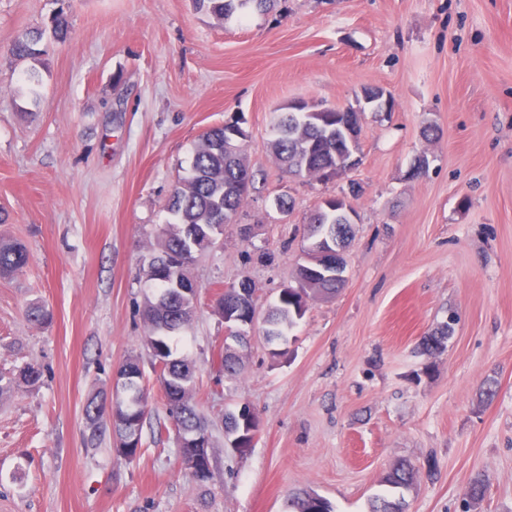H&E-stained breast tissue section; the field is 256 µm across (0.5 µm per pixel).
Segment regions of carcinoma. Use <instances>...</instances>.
Instances as JSON below:
<instances>
[{"label": "carcinoma", "mask_w": 512, "mask_h": 512, "mask_svg": "<svg viewBox=\"0 0 512 512\" xmlns=\"http://www.w3.org/2000/svg\"><path fill=\"white\" fill-rule=\"evenodd\" d=\"M199 9H206L219 21H224L236 11L255 8L259 11L271 9L275 0H193ZM41 35L32 31L17 36L13 54L19 59H36L41 54L37 48ZM346 122L339 112H329L322 120H310L302 112H280L274 116L267 145L279 169L288 175L316 179V168L333 165L341 156L343 140L334 135L333 128ZM246 151L227 155L224 153V127L206 132L195 148L191 170L179 181L167 202L170 220L156 232V245L149 248V260L143 264L146 281L151 292L142 305L144 327L143 344L150 350L152 366L158 374L165 400L168 420L178 428L198 433L204 437L208 447H213L210 424L201 414L195 402L196 369L188 354L177 348V340L192 324L195 315V298L172 287L177 279L184 288L193 287V266L197 258L215 246L224 236V225L215 220L218 212L230 211L237 215L248 202L249 194L237 187L242 167L247 164ZM340 217L334 213L314 212L309 218L313 226L309 240L316 243L326 233H336ZM28 264L25 247L15 241L0 239V277H12L23 271ZM295 280L309 299H320L325 295H336L343 284L327 273L302 267L295 270ZM294 295L283 292L269 306L263 316L267 328L266 340L272 342L288 336L301 316L294 309ZM27 318L35 325L51 321L52 313L44 305L33 303L27 309ZM452 321L443 323L438 330L423 338L419 350L427 356H435L445 349L452 334ZM120 367L131 373L135 381L132 390L134 399L147 395L144 371L137 354L128 355ZM219 370L224 375L236 378L243 371L242 357L238 350L227 345L220 354ZM17 379L29 387L41 380V371L33 365L18 370ZM85 415L92 433L90 441L98 433L110 430L115 442H124L129 434L142 435L147 417L136 406H117L115 412L106 410V395L98 394L88 399ZM257 423L256 414L247 405L241 413L231 414L225 419L226 433L242 436V447L250 446V428ZM418 469L410 463L396 465L385 477V483L393 490H405L417 481ZM485 481L476 475L467 488L470 506L483 500ZM404 507V502L394 495H379L369 504V512H388L392 507ZM291 512H334L331 503L311 492H300L289 498Z\"/></svg>", "instance_id": "carcinoma-1"}]
</instances>
